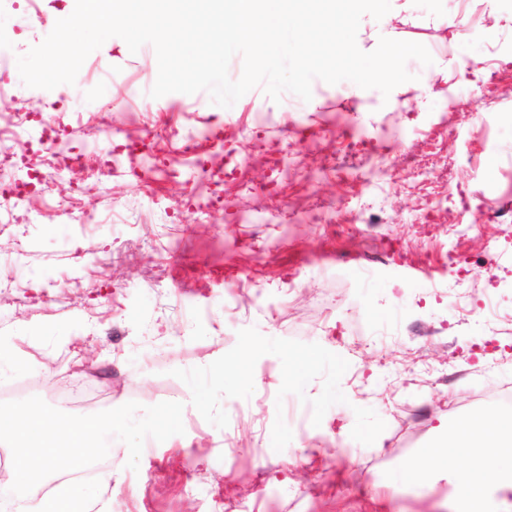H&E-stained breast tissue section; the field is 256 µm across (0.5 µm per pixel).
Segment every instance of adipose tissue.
Listing matches in <instances>:
<instances>
[{
    "mask_svg": "<svg viewBox=\"0 0 512 512\" xmlns=\"http://www.w3.org/2000/svg\"><path fill=\"white\" fill-rule=\"evenodd\" d=\"M447 467L453 470L456 512H480L489 479H496L500 491L512 492V409L441 430L434 442L400 464L401 477L410 484Z\"/></svg>",
    "mask_w": 512,
    "mask_h": 512,
    "instance_id": "ef3b65f1",
    "label": "adipose tissue"
}]
</instances>
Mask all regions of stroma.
<instances>
[{
  "instance_id": "1",
  "label": "stroma",
  "mask_w": 512,
  "mask_h": 512,
  "mask_svg": "<svg viewBox=\"0 0 512 512\" xmlns=\"http://www.w3.org/2000/svg\"><path fill=\"white\" fill-rule=\"evenodd\" d=\"M75 0H42L41 25L0 13V42L26 54L69 16ZM410 29L433 62L409 60L404 94L382 96L343 81L312 83V98L273 101L254 88L231 108L207 92L150 97L158 73L151 45L130 53L113 37L86 59L75 84H19L0 99V120L25 102L62 114L68 150L83 178L55 179L39 201V224H0V376L19 381L17 399H58L49 382L88 378L90 415L134 401L184 405L185 432L143 449L127 468L112 440L118 480L101 491L112 512H454L445 473L404 485L397 466L434 439L440 423L504 406L512 377V266L489 268L487 245L512 258V223L461 233L452 201L489 194L512 204V0H413ZM465 22L476 39L455 41ZM84 105L81 120L70 106ZM224 128L212 164L242 158L241 179L224 182L226 219L186 203L170 131ZM159 130L167 162L148 178L102 174L114 136ZM367 145L341 172L321 158ZM291 160L274 171L272 154ZM322 209H313V200ZM89 211L64 224L56 205ZM295 219L281 222V209ZM469 256L466 272L449 250ZM237 291L226 303L227 288ZM290 288L251 307L256 288ZM418 322L428 344L404 336ZM313 367L288 387V351ZM250 350L247 378L224 365ZM218 388L219 402L197 396Z\"/></svg>"
}]
</instances>
